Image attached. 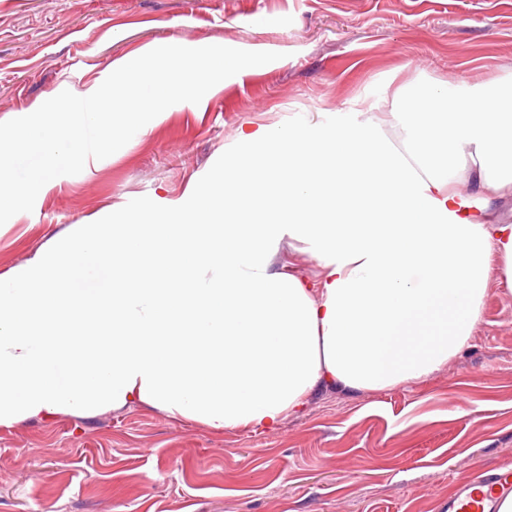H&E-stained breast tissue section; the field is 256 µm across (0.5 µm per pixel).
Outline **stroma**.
Segmentation results:
<instances>
[{
  "label": "stroma",
  "mask_w": 512,
  "mask_h": 512,
  "mask_svg": "<svg viewBox=\"0 0 512 512\" xmlns=\"http://www.w3.org/2000/svg\"><path fill=\"white\" fill-rule=\"evenodd\" d=\"M279 53L0 225V274L128 204L185 203L240 130L293 112L389 113L420 79L512 71V0H0V121L85 91L144 46ZM512 467V293L490 282L471 345L428 377L321 387L277 431L136 406L0 427V512H445L462 477Z\"/></svg>",
  "instance_id": "stroma-1"
}]
</instances>
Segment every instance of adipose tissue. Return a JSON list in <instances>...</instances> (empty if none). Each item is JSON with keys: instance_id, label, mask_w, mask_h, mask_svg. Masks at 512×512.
I'll return each instance as SVG.
<instances>
[{"instance_id": "ef3b65f1", "label": "adipose tissue", "mask_w": 512, "mask_h": 512, "mask_svg": "<svg viewBox=\"0 0 512 512\" xmlns=\"http://www.w3.org/2000/svg\"><path fill=\"white\" fill-rule=\"evenodd\" d=\"M396 98L240 131L186 206L76 225L0 275V427L141 405L260 433L319 387L384 391L461 353L490 279L512 292V223L474 211L512 194V74ZM296 242L317 279L278 266Z\"/></svg>"}]
</instances>
